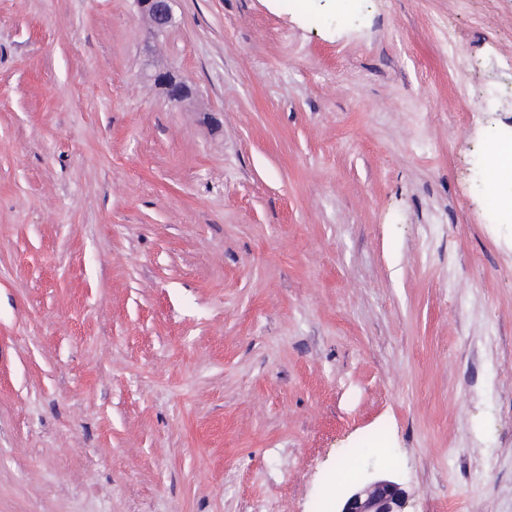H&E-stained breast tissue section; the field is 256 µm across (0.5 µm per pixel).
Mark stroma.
<instances>
[{
    "instance_id": "35a3bbf8",
    "label": "stroma",
    "mask_w": 512,
    "mask_h": 512,
    "mask_svg": "<svg viewBox=\"0 0 512 512\" xmlns=\"http://www.w3.org/2000/svg\"><path fill=\"white\" fill-rule=\"evenodd\" d=\"M174 13L0 0V512H512V0ZM139 13L148 23L150 39L163 36L175 21V0H134ZM172 104H179L193 96V89L187 78L171 70H155L147 74ZM405 492L396 482L376 478L353 487L336 512H404Z\"/></svg>"
}]
</instances>
